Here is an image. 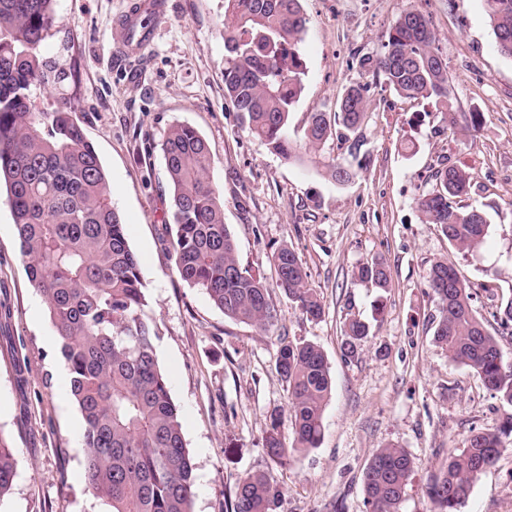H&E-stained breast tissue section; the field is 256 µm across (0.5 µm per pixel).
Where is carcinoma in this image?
Returning a JSON list of instances; mask_svg holds the SVG:
<instances>
[{"instance_id":"1","label":"carcinoma","mask_w":512,"mask_h":512,"mask_svg":"<svg viewBox=\"0 0 512 512\" xmlns=\"http://www.w3.org/2000/svg\"><path fill=\"white\" fill-rule=\"evenodd\" d=\"M55 2L0 0V179L20 254L48 305L70 393L84 420L88 490L111 512H191L194 464L158 363L140 263L112 203L104 167L65 102L50 112L37 104L42 92L66 76L39 56L58 23ZM483 3L497 51L512 60V0ZM306 25L301 0H225L224 97L253 137L290 162L303 160L288 138V119L303 86L299 44ZM436 42L425 16L408 10L389 26L380 55L361 64H372L376 77L403 98L434 100L447 129L475 132L484 115L454 111L448 62ZM365 102L364 88L353 85L334 112L310 113L304 149L319 150L338 127L357 130ZM161 150L173 202L162 242L180 278L202 289L225 317L270 328L277 321L270 289L237 258L224 203L210 180L206 140L195 128L175 124ZM468 189L467 172L448 166L416 199L425 223L439 227L459 253L480 248L489 231L483 211L461 204ZM272 262L276 286L306 317L321 318L324 306L298 254L283 245ZM353 275L382 291L389 288L390 272L379 259L359 264ZM426 282L438 304L434 343L450 361L474 370L510 408L499 426L472 429L466 446L449 453L430 475L426 493L435 512H458L474 479L512 443V363L474 308L477 292L460 280L452 262H434ZM369 333L366 322L346 319L344 356L355 357ZM276 370L286 385V409L272 418L264 452L281 464L318 447L332 379L321 348L302 340H280ZM283 423L291 431L289 443L281 437ZM17 465V449L0 439V500L14 484ZM414 476L407 449L395 443L378 449L361 477L367 512H401ZM280 499L269 473H247L235 480L226 512H276Z\"/></svg>"}]
</instances>
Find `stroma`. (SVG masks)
<instances>
[{
	"label": "stroma",
	"instance_id": "obj_1",
	"mask_svg": "<svg viewBox=\"0 0 512 512\" xmlns=\"http://www.w3.org/2000/svg\"><path fill=\"white\" fill-rule=\"evenodd\" d=\"M128 0H56L59 24L39 54L69 74L39 98L53 109L67 98L107 172L112 203L140 261L155 349L195 464L192 512H225L237 477L273 475L277 512H366L361 476L389 443L408 449L417 472L401 512H431L428 476L472 428H495L505 409L472 369L449 361L432 342L436 304L426 274L453 262L473 288L494 298L475 306L512 359V331L491 319L512 297V60L500 56L483 0H301L308 18L301 43L303 90L288 134L304 141L310 113L334 111L346 88L367 87V111L348 141L328 140L314 161L292 163L249 135L224 98V0H168L155 37L140 54L117 51L113 19ZM430 21L448 60L455 111L483 113L475 132L451 133L430 100L381 88L364 57L382 51L406 9ZM193 126L207 141L210 178L224 199V222L242 265L270 284L278 311L262 331L226 318L203 290L182 281L161 242L171 219L160 144L169 127ZM338 164L355 172L337 184ZM470 176L463 202L490 222L485 244L452 252L440 228L424 223L415 200L437 170ZM293 248L325 313L311 320L276 288L273 252ZM379 258L386 291L353 276ZM370 326L355 359L342 353L344 322ZM320 346L332 396L318 448L286 466L263 451L274 409L286 404L276 371L280 337ZM67 370L49 310L31 285L5 192H0V438L18 451L17 476L0 512H107L85 483L84 422L61 381ZM459 512H512V445L475 479Z\"/></svg>",
	"mask_w": 512,
	"mask_h": 512
}]
</instances>
